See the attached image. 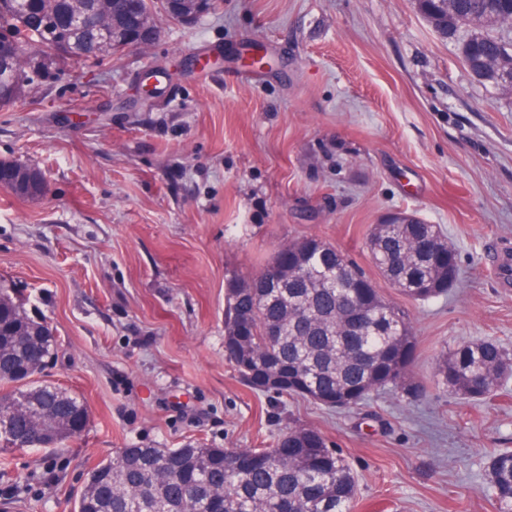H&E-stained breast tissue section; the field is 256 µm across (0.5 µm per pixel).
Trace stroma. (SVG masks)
I'll use <instances>...</instances> for the list:
<instances>
[{"label": "stroma", "mask_w": 512, "mask_h": 512, "mask_svg": "<svg viewBox=\"0 0 512 512\" xmlns=\"http://www.w3.org/2000/svg\"><path fill=\"white\" fill-rule=\"evenodd\" d=\"M158 21L150 51L63 68L0 109V160L44 180L33 201L0 187V282L58 339L43 380L89 411L77 438L0 453V512H73L87 471L131 444L268 448L291 425L347 457L354 512H495L512 378L471 402L434 371L464 340L512 351V279L494 274L512 262V94L475 80L416 0H216ZM395 212L441 225L461 269L448 295L414 303L373 266L365 240ZM311 236L409 314L419 396L334 412L241 383L226 281Z\"/></svg>", "instance_id": "stroma-1"}]
</instances>
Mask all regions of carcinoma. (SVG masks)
Segmentation results:
<instances>
[{
    "label": "carcinoma",
    "mask_w": 512,
    "mask_h": 512,
    "mask_svg": "<svg viewBox=\"0 0 512 512\" xmlns=\"http://www.w3.org/2000/svg\"><path fill=\"white\" fill-rule=\"evenodd\" d=\"M67 13V0H0V108L15 105L61 63L110 56L126 48L133 24L110 31L108 42L79 30L77 48L66 54L41 41L30 19ZM455 41L462 60L480 82L500 85L495 65L512 61V0H433L426 20ZM0 166V186L15 196L37 199L41 172L33 169L27 189L12 183L11 166ZM428 230L441 249L425 255L420 236ZM365 248L374 267L413 302L426 303L457 285L445 278L458 267L454 247L437 224H399L385 235L369 234ZM337 267L346 295L372 318L359 331L354 314L341 311L342 295L319 282L315 268ZM276 269L277 281H267ZM420 287H401L406 279ZM224 346H235L241 381L257 393L299 396L329 409L350 410L384 389L418 393L409 371L416 341L408 315L389 302L365 273L335 246L316 237L276 251L255 275L226 284ZM28 323L55 355L57 338L48 323L28 315L23 302L0 286V452L40 446L42 424L55 425L57 440L83 432L88 410L76 394L52 384H34L25 340L16 320ZM512 375V353L493 340L462 341L436 364L439 384L468 401H485ZM491 499L496 512H512V451L489 457ZM74 512H352L357 484L346 458L323 434L290 426L270 448L227 449L189 442L180 448L129 445L96 463Z\"/></svg>",
    "instance_id": "1"
}]
</instances>
